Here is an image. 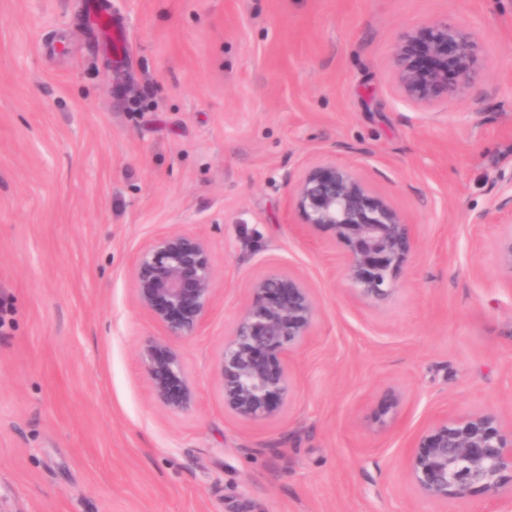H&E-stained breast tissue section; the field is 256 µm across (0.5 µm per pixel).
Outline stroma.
<instances>
[{
    "label": "stroma",
    "instance_id": "obj_1",
    "mask_svg": "<svg viewBox=\"0 0 512 512\" xmlns=\"http://www.w3.org/2000/svg\"><path fill=\"white\" fill-rule=\"evenodd\" d=\"M0 0V512H503L512 480L433 501L410 450L443 414L512 423V273L494 210L512 174V0ZM448 18L484 44L450 102L398 91L393 46ZM354 170L414 226L393 295L343 280L344 249L291 203ZM484 223H476L477 215ZM204 239L215 298L179 342L197 392L154 401L139 357L142 246ZM273 270L318 315L268 420L224 407L216 361ZM400 411L391 408L394 396Z\"/></svg>",
    "mask_w": 512,
    "mask_h": 512
}]
</instances>
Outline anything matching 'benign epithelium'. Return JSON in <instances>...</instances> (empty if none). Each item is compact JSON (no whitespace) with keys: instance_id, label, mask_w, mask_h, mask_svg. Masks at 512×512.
Returning a JSON list of instances; mask_svg holds the SVG:
<instances>
[{"instance_id":"7a95c632","label":"benign epithelium","mask_w":512,"mask_h":512,"mask_svg":"<svg viewBox=\"0 0 512 512\" xmlns=\"http://www.w3.org/2000/svg\"><path fill=\"white\" fill-rule=\"evenodd\" d=\"M397 87L409 102L433 106L478 83L484 48L468 29L444 19L403 33L394 45ZM293 202L303 223L326 230L345 249L342 277L362 299L380 303L394 292L414 245V229L351 169L327 162L296 183ZM500 265L512 272V224L501 225ZM137 304L162 329L147 337L140 359L154 400L172 413L192 410L197 394L175 341L199 332L210 313L215 273L206 243L170 232L147 242L133 264ZM251 301L217 360L224 407L245 422L276 414L291 388L288 357L311 336L317 308L310 289L286 272L251 282ZM512 472V425L493 412L443 415L411 450V481L425 496L446 501L473 488L494 491Z\"/></svg>"}]
</instances>
